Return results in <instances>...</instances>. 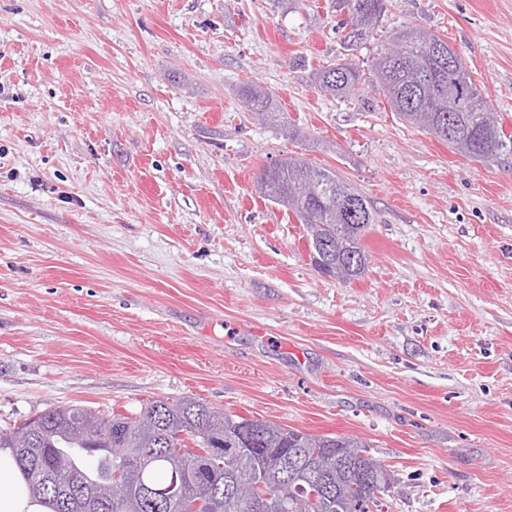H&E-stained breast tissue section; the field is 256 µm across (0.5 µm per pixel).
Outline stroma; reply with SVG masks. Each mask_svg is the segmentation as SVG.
<instances>
[{
    "label": "stroma",
    "mask_w": 512,
    "mask_h": 512,
    "mask_svg": "<svg viewBox=\"0 0 512 512\" xmlns=\"http://www.w3.org/2000/svg\"><path fill=\"white\" fill-rule=\"evenodd\" d=\"M340 19L332 0H0L1 430L191 396L368 441L396 479L382 512H512V154L460 156L380 88L314 80L347 55L371 71L417 25L511 128L512 0H388L350 54ZM287 157L370 202L359 280L321 274L258 193ZM240 96L251 112L259 109L263 112H256L258 114L271 113L269 112L271 94L265 88L254 84H246L241 88Z\"/></svg>",
    "instance_id": "stroma-1"
}]
</instances>
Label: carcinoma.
<instances>
[{
  "label": "carcinoma",
  "mask_w": 512,
  "mask_h": 512,
  "mask_svg": "<svg viewBox=\"0 0 512 512\" xmlns=\"http://www.w3.org/2000/svg\"><path fill=\"white\" fill-rule=\"evenodd\" d=\"M336 11L345 15L342 41L352 50L373 34L386 5L384 0H336ZM392 41L403 46L398 75L380 86L391 111L471 159L480 150L485 162L512 153V138L463 59L443 67L435 81L427 79L437 66L429 46L443 41L441 36L406 26ZM386 56L380 54L370 79L346 59L320 67L315 80L323 91L344 97L361 84L379 82ZM240 96L249 110L269 113L271 94L265 88L246 84ZM312 172L323 182L296 217L303 221L312 214L305 225L309 246L333 245L330 264L338 280H358L369 262L363 237L374 217L356 189L332 170L289 157L275 164L264 198L275 201ZM343 198L358 202L361 221L351 223L343 215ZM23 426L33 433L29 446H19L0 430V451L15 454L32 492L48 500L53 512H160L175 491L186 504L207 501L211 512H254L251 504L267 493L284 504L281 512H371L382 506L381 495L394 488L387 466L359 438L285 428L189 396L149 400L134 415L115 413L107 420L84 406H58ZM177 431L187 432L207 453L210 467L197 468L191 459H182L180 449L186 444L171 438ZM338 456L358 459L379 476L380 485L353 481L344 464H336ZM117 481L128 486L121 503L110 498Z\"/></svg>",
  "instance_id": "carcinoma-1"
}]
</instances>
